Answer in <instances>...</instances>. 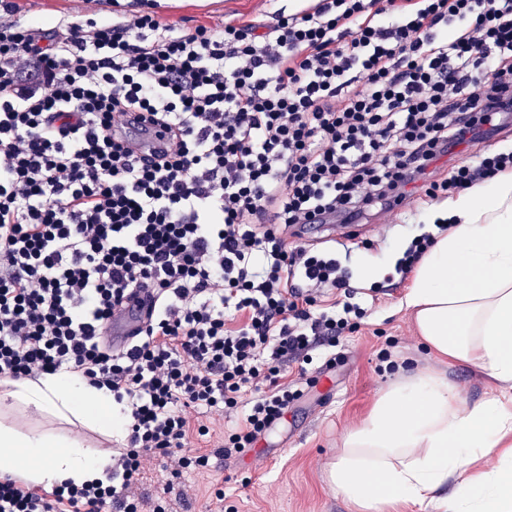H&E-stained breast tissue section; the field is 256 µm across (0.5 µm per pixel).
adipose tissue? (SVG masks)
Returning a JSON list of instances; mask_svg holds the SVG:
<instances>
[{
    "label": "adipose tissue",
    "mask_w": 512,
    "mask_h": 512,
    "mask_svg": "<svg viewBox=\"0 0 512 512\" xmlns=\"http://www.w3.org/2000/svg\"><path fill=\"white\" fill-rule=\"evenodd\" d=\"M447 219L419 260L404 306L433 355L481 372L491 397L469 402L445 372L400 368L328 471L354 512L399 502L435 512H512V172L438 206ZM15 404L111 436L122 419L112 393L80 374L0 381ZM112 451L56 430L0 424V470L32 487L102 481ZM449 496H441L445 486Z\"/></svg>",
    "instance_id": "1"
}]
</instances>
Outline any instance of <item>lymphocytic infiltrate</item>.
<instances>
[{"instance_id":"f902f5d3","label":"lymphocytic infiltrate","mask_w":512,"mask_h":512,"mask_svg":"<svg viewBox=\"0 0 512 512\" xmlns=\"http://www.w3.org/2000/svg\"><path fill=\"white\" fill-rule=\"evenodd\" d=\"M0 0V378L81 374L121 405L104 481L35 491L0 474V512H142L146 459L172 478L257 447L300 398L293 365H336L358 304L336 257L289 246L512 169L472 154L512 112V0H316L275 24L186 31L6 20ZM169 140L137 160L121 130ZM454 162L440 180L428 170ZM130 345L103 330L139 294ZM234 416L213 452L193 415Z\"/></svg>"}]
</instances>
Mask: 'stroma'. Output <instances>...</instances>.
I'll return each instance as SVG.
<instances>
[{"mask_svg":"<svg viewBox=\"0 0 512 512\" xmlns=\"http://www.w3.org/2000/svg\"><path fill=\"white\" fill-rule=\"evenodd\" d=\"M20 22L43 19L52 23L74 20L94 12L112 17L137 11L135 0H15ZM298 0H159L163 22L188 29L199 24L216 27L236 19L272 21L278 12L299 9ZM432 206L415 193L390 213L367 214L358 224H339L327 230L322 224L299 227L289 245L314 251L334 248L336 242L354 236L359 246L346 264L356 299L366 309L359 328L345 333L336 348L341 358L335 369L321 375L308 365L313 384L304 386L288 415L267 440L258 444L257 458L221 467L224 504L237 512H352L328 485L326 470L335 460L343 435L359 425L379 392L393 381L398 366L438 368L447 372L461 393L477 400L492 391L480 373L466 366L438 363L421 345L403 306L410 285L396 272V264L411 241L427 232L424 219ZM381 262L375 282L359 277L364 258ZM212 475L198 474L182 482L154 460H146L143 512H152L157 499H165L168 512H214Z\"/></svg>","mask_w":512,"mask_h":512,"instance_id":"stroma-1","label":"stroma"}]
</instances>
